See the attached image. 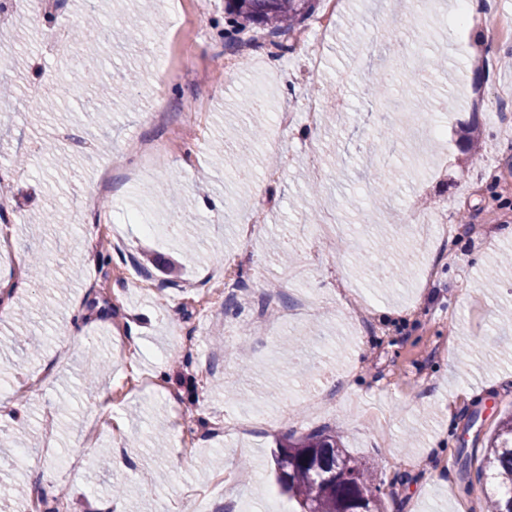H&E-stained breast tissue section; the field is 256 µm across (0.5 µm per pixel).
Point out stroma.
<instances>
[{
    "mask_svg": "<svg viewBox=\"0 0 512 512\" xmlns=\"http://www.w3.org/2000/svg\"><path fill=\"white\" fill-rule=\"evenodd\" d=\"M111 13L104 82L125 69L137 106L112 102L98 123L87 94L59 96L67 61L44 52L40 28L83 25L90 2ZM44 16L0 0V41L14 49L18 86L0 101V169L14 171L0 208L13 255L0 280L30 252L46 255L68 283L28 280L0 310V399L15 400L23 376L50 375L26 395L9 433L30 442L0 448L21 457L0 470V493L20 484L40 512H297L276 482L272 451L286 436L328 427L371 467L386 512H485L478 472L501 414L512 411V0H480L465 29L450 18L456 0H344L331 32L313 13L297 30L258 35L248 49L224 36V0H53ZM146 14L150 27L123 25ZM314 33L323 64L296 42ZM469 52H460L461 43ZM438 71L414 73L418 56ZM386 72L389 100L372 102L374 72ZM40 84L42 119L26 98ZM264 90L261 137L212 145L242 125L243 102ZM319 104L316 124L305 107ZM168 111L163 122L150 113ZM294 121L279 128L277 115ZM480 133L479 161L459 148ZM185 134L160 171L129 178L134 142ZM71 154L56 169L44 145ZM246 151L249 184L232 179ZM31 160L16 167L15 156ZM110 189L93 208L79 202L101 174ZM198 246L185 254L164 230L160 204L170 178ZM56 209L55 224L28 217ZM422 222L413 231L406 218ZM344 227L328 243L310 227ZM294 254L303 276L286 280L277 253ZM31 309L20 326L18 307ZM90 314L81 338L64 335L73 308ZM262 312L271 332H252ZM306 337L293 363L286 338ZM107 362L81 379L89 350ZM124 457L115 465L109 449ZM125 483L127 498L112 494Z\"/></svg>",
    "mask_w": 512,
    "mask_h": 512,
    "instance_id": "stroma-1",
    "label": "stroma"
}]
</instances>
